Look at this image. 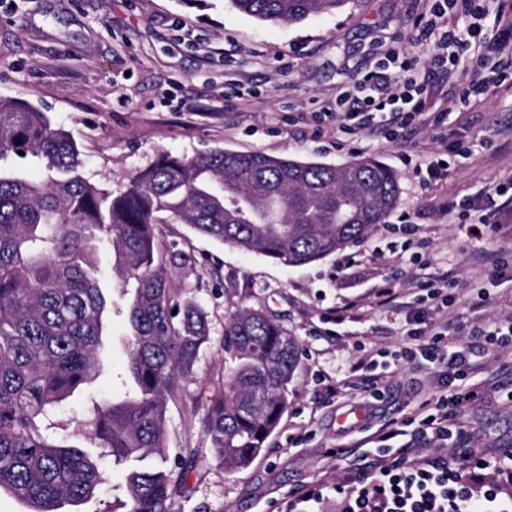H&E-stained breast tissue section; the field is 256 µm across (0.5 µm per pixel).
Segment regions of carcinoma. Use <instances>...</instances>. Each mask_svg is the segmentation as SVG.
I'll return each instance as SVG.
<instances>
[{
    "label": "carcinoma",
    "mask_w": 512,
    "mask_h": 512,
    "mask_svg": "<svg viewBox=\"0 0 512 512\" xmlns=\"http://www.w3.org/2000/svg\"><path fill=\"white\" fill-rule=\"evenodd\" d=\"M351 0H231L262 22L300 23ZM398 175L376 160L341 166L258 152L161 153L114 193L90 182L76 142L47 113L0 99V491L61 512L91 500L101 460L125 469L128 512H170L193 457L169 464L167 401L209 342L204 306L175 301L158 225L185 224L243 252L302 266L360 241L394 210ZM130 296L120 400L90 398L93 454L60 435L51 416L103 370L101 257ZM232 366L205 407L202 428L230 472L260 455L288 406L299 361L295 337L262 309L224 324Z\"/></svg>",
    "instance_id": "cac0c4a2"
}]
</instances>
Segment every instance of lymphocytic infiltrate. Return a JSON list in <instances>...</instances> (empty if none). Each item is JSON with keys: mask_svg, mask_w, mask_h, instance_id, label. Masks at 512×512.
<instances>
[{"mask_svg": "<svg viewBox=\"0 0 512 512\" xmlns=\"http://www.w3.org/2000/svg\"><path fill=\"white\" fill-rule=\"evenodd\" d=\"M481 0H436L431 14L418 28L416 42L430 44L433 35H440L446 61H456L460 53L472 44L482 41L484 10ZM464 16L466 25L460 30L442 27L445 16ZM386 60L378 71L368 73L356 87L355 94L337 100L351 119V133L373 126L378 112L388 104H396L401 124L422 120L425 100L423 86L414 72L418 57L406 56L403 51L389 49ZM448 331L423 337L415 333V344L404 351L410 359H423L428 363L447 361L449 371L458 380H465L472 370L469 348L445 354ZM512 471V453L491 460L480 461L478 466L448 461H415L408 458L386 461L360 455L356 467L355 485L345 494L344 512H512V502L502 501L493 482H486L481 495H473L471 485L476 481V468Z\"/></svg>", "mask_w": 512, "mask_h": 512, "instance_id": "f902f5d3", "label": "lymphocytic infiltrate"}]
</instances>
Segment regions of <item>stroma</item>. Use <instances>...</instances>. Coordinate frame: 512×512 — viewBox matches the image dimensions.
<instances>
[{"label": "stroma", "instance_id": "obj_1", "mask_svg": "<svg viewBox=\"0 0 512 512\" xmlns=\"http://www.w3.org/2000/svg\"><path fill=\"white\" fill-rule=\"evenodd\" d=\"M434 0H350L341 11L299 24H268L230 0H0V98L48 112L76 141L84 175L119 190L160 153L193 157L217 148L325 164L373 158L394 170L399 201L358 244L291 267L196 234L159 227L161 256L177 298L201 302L210 342L193 377L168 400L170 460L198 456L171 512H289L303 489H320L319 512H336L337 487L351 488L339 448L400 455L419 418L448 390L444 368L394 360L412 335L457 318L454 347L473 331L512 316V211L474 237L467 204L498 207L489 188L512 189V58L471 47L452 69L421 56L426 110L441 124L415 123L389 137V122L348 133L325 110L373 71L391 40L414 53L416 25ZM492 91L455 101L475 81ZM486 140L471 154L454 142ZM445 163L428 179L429 164ZM447 278L452 301L439 307L412 278ZM396 289L383 302L381 288ZM261 308L301 347L288 408L259 457L230 472L209 459L200 418L224 385V324ZM129 332L112 314L103 336L106 367L90 388L120 396ZM478 394L451 425L461 442L443 457L488 459L512 452V341L475 350ZM375 377L381 396L358 388Z\"/></svg>", "mask_w": 512, "mask_h": 512}]
</instances>
